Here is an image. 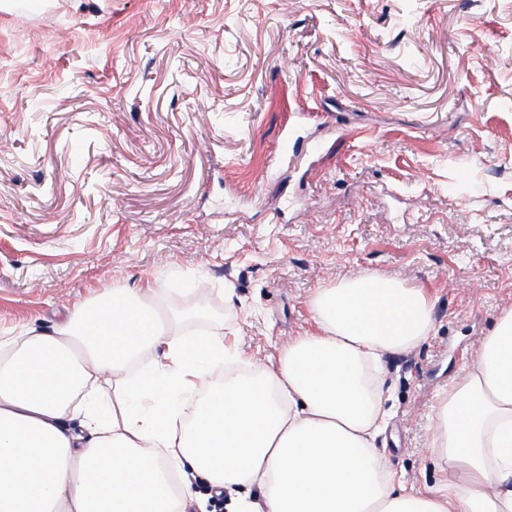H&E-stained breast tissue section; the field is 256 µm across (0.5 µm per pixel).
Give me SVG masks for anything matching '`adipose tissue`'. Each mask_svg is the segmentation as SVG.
<instances>
[{
	"label": "adipose tissue",
	"instance_id": "obj_1",
	"mask_svg": "<svg viewBox=\"0 0 512 512\" xmlns=\"http://www.w3.org/2000/svg\"><path fill=\"white\" fill-rule=\"evenodd\" d=\"M82 304L51 329H0V512H512V309L440 395L425 493L384 468L390 410L372 370L424 341L422 289L373 274L318 289L320 332L277 369L216 384L241 352L166 318L165 280ZM138 378L128 367L144 351Z\"/></svg>",
	"mask_w": 512,
	"mask_h": 512
}]
</instances>
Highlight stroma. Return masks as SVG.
Here are the masks:
<instances>
[{"label":"stroma","instance_id":"stroma-1","mask_svg":"<svg viewBox=\"0 0 512 512\" xmlns=\"http://www.w3.org/2000/svg\"><path fill=\"white\" fill-rule=\"evenodd\" d=\"M171 265L185 332L260 371L317 332V289H423L377 444L425 492L436 396L512 308V0L0 6V328Z\"/></svg>","mask_w":512,"mask_h":512}]
</instances>
